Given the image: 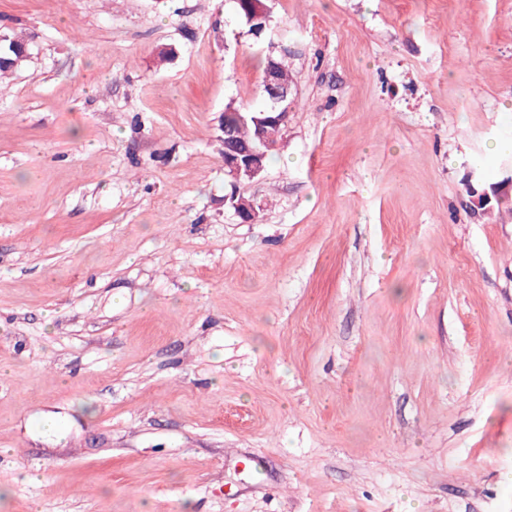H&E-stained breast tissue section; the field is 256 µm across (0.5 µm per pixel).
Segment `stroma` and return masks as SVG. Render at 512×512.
<instances>
[{"label": "stroma", "instance_id": "stroma-1", "mask_svg": "<svg viewBox=\"0 0 512 512\" xmlns=\"http://www.w3.org/2000/svg\"><path fill=\"white\" fill-rule=\"evenodd\" d=\"M271 7L0 0V512H512V0ZM26 46L23 41L8 35L0 36V75L13 72L25 61ZM272 59L276 64L272 63L267 67L269 59L266 57L262 66L264 73L262 78L263 91L271 104L272 112L269 111L267 104L256 108H245L229 103L226 109H233L236 112H224L223 115L224 133L220 128L221 135L218 137H224V172L231 178L234 186L240 183L243 175L251 179L264 170L265 152L261 147L267 150L275 148L281 140L288 123V112H285L284 104L293 97L294 88L280 77L279 71L285 80H292V77L284 58L272 56ZM241 112H251L252 114H249L251 117H261V114H267L262 118L254 119L257 146L241 147L235 142L236 136L241 145L251 146L254 143L253 125L250 122L242 124L245 118L241 115ZM236 125L239 126L234 136Z\"/></svg>", "mask_w": 512, "mask_h": 512}]
</instances>
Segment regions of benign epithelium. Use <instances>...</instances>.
Listing matches in <instances>:
<instances>
[{
    "label": "benign epithelium",
    "mask_w": 512,
    "mask_h": 512,
    "mask_svg": "<svg viewBox=\"0 0 512 512\" xmlns=\"http://www.w3.org/2000/svg\"><path fill=\"white\" fill-rule=\"evenodd\" d=\"M263 91L271 104V112L262 118L254 119L256 146L241 147L235 142V126L244 123L239 112H226L223 115L224 129V172L232 184L240 183L242 176L254 177L264 170L265 150L275 148L282 138L288 123V113L284 104L293 97L294 88L279 75L276 64H270L262 78ZM235 215L244 224L257 217L254 205L244 197H230Z\"/></svg>",
    "instance_id": "obj_1"
}]
</instances>
